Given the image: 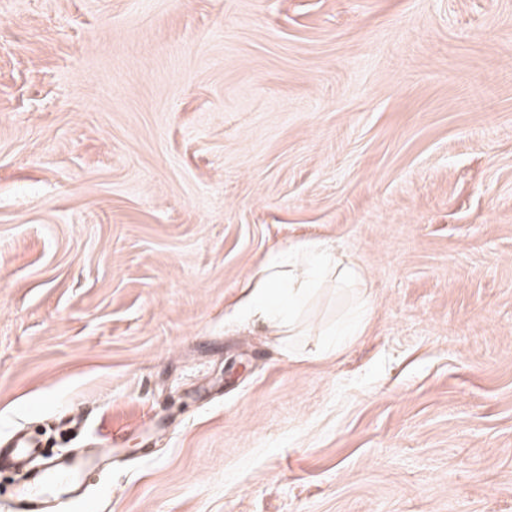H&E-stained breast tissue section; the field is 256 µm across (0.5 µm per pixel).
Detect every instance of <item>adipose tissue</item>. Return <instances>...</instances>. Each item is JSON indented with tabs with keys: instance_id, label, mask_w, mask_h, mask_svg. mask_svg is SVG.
Masks as SVG:
<instances>
[{
	"instance_id": "adipose-tissue-1",
	"label": "adipose tissue",
	"mask_w": 512,
	"mask_h": 512,
	"mask_svg": "<svg viewBox=\"0 0 512 512\" xmlns=\"http://www.w3.org/2000/svg\"><path fill=\"white\" fill-rule=\"evenodd\" d=\"M335 266V254L316 242H301L273 255L261 272L250 277L233 315L263 325L272 334H288L295 326L293 310L314 277Z\"/></svg>"
}]
</instances>
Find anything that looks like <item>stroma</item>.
<instances>
[{
  "label": "stroma",
  "instance_id": "35a3bbf8",
  "mask_svg": "<svg viewBox=\"0 0 512 512\" xmlns=\"http://www.w3.org/2000/svg\"><path fill=\"white\" fill-rule=\"evenodd\" d=\"M75 414L69 512H512V0H0V445ZM336 268V254L316 242H301L288 253L271 256L264 268L251 276L243 297L233 307L232 315L247 324H261L272 335L290 333L295 326L293 309L306 294L314 277ZM288 283V288H283ZM285 289L288 302L275 299Z\"/></svg>",
  "mask_w": 512,
  "mask_h": 512
}]
</instances>
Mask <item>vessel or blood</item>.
<instances>
[{
    "label": "vessel or blood",
    "instance_id": "1",
    "mask_svg": "<svg viewBox=\"0 0 512 512\" xmlns=\"http://www.w3.org/2000/svg\"><path fill=\"white\" fill-rule=\"evenodd\" d=\"M38 443L26 432H15L6 448L8 457L22 463L38 455ZM113 448L92 452L79 451L51 462L27 483L17 487L12 503L13 512H55L56 508L84 498L85 475L112 464Z\"/></svg>",
    "mask_w": 512,
    "mask_h": 512
}]
</instances>
